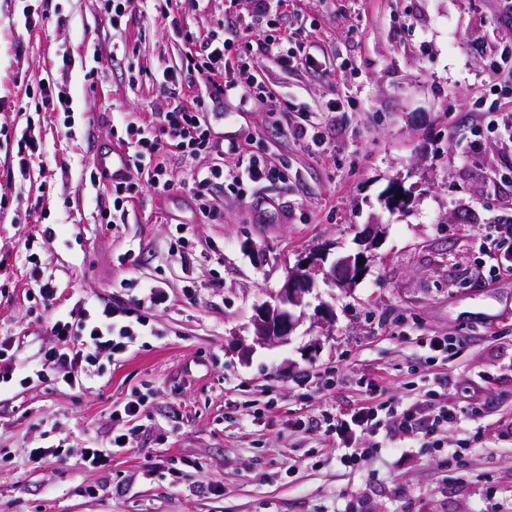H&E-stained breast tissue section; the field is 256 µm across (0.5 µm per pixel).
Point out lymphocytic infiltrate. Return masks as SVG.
<instances>
[{"label":"lymphocytic infiltrate","mask_w":512,"mask_h":512,"mask_svg":"<svg viewBox=\"0 0 512 512\" xmlns=\"http://www.w3.org/2000/svg\"><path fill=\"white\" fill-rule=\"evenodd\" d=\"M284 5L285 0H254L249 22L236 28L234 36L212 35L201 42L192 65L201 75L205 90L192 100L182 101L178 77L163 73L159 84L173 104L168 111L159 113L156 124L137 128L134 141L128 142L132 174L109 188L114 211H122L125 199L142 187L159 195L171 194L176 185L169 179L167 170L173 160L192 164L186 188L201 214L213 220L220 215L215 196L221 189L243 193L254 184L284 179L282 169L247 151L241 143L218 140L208 124L209 112L223 104L225 98L256 104L274 100V92L257 77L258 57L271 56L285 66L298 56L291 48L288 35L272 23L273 16ZM232 57L238 61L233 68L228 65ZM298 57L307 66L318 64L311 53ZM206 153L235 156V171L225 174L220 164L195 168L197 157ZM488 238L490 243L483 251L492 264L472 272L473 278L483 284L512 273V222L491 225ZM167 301L166 289L154 283L138 288L123 306L108 299L93 304L76 300L49 323L55 344L44 351L43 368L62 371L63 382L78 384V370L123 355L136 337L153 335L148 314ZM480 415L481 401L474 397L461 404L433 398L406 407L391 400L376 404L364 399L350 413L327 414L323 421L326 433L344 448V461L357 463L369 455L368 449L358 443L362 435L386 433L388 447L396 450L416 445L440 448L462 418L475 420Z\"/></svg>","instance_id":"lymphocytic-infiltrate-1"}]
</instances>
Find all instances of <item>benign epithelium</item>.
<instances>
[{
	"label": "benign epithelium",
	"instance_id": "obj_1",
	"mask_svg": "<svg viewBox=\"0 0 512 512\" xmlns=\"http://www.w3.org/2000/svg\"><path fill=\"white\" fill-rule=\"evenodd\" d=\"M329 248L323 245L300 257L274 296V303H267L257 309L254 318L255 340L262 345L288 343L294 329L303 315L295 314L302 306L304 296L314 287V276L321 273L324 279L334 281L341 278L351 284L357 282V275L365 273L367 265L359 264L364 253L342 256L328 261Z\"/></svg>",
	"mask_w": 512,
	"mask_h": 512
}]
</instances>
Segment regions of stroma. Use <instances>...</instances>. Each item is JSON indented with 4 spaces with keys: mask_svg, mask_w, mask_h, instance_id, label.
Instances as JSON below:
<instances>
[{
    "mask_svg": "<svg viewBox=\"0 0 512 512\" xmlns=\"http://www.w3.org/2000/svg\"><path fill=\"white\" fill-rule=\"evenodd\" d=\"M252 10V0H135L116 18L110 0H0V132L33 123L44 161L24 177L0 148V340L30 374L0 389V512H512V276L468 281L473 229L512 220V138L476 126L482 112L512 113V85L488 79L496 63L512 66L499 0H288L278 26L322 71L263 60L258 78L276 102L233 98L210 116L225 139L252 135L251 151L286 166V180L220 192L217 221L180 189L140 191L124 223H103L112 196L90 183L99 143L167 110L162 73L176 72L186 97L203 87L167 13L199 41ZM46 79L68 93L73 128L42 107ZM305 115L324 122L320 150L289 135ZM396 192L402 205L388 202ZM180 224L183 258L169 251ZM325 244L336 257L365 253L363 278L317 281L288 343H256V308ZM32 253L63 304L126 300L137 283L161 282L158 336L138 338L82 390L52 371L34 377L52 338ZM422 336L464 337L431 371L447 377L444 397L477 389L486 400L482 438L468 422L448 436L451 447L472 442L456 466L426 448H384L350 468L333 437L295 427L349 411L376 378L387 396L424 399L412 370ZM135 395L144 407L126 424L129 448L88 468L82 450L107 446L113 410ZM50 445L56 455L32 461ZM172 459L186 468L170 470Z\"/></svg>",
    "mask_w": 512,
    "mask_h": 512,
    "instance_id": "obj_1",
    "label": "stroma"
}]
</instances>
